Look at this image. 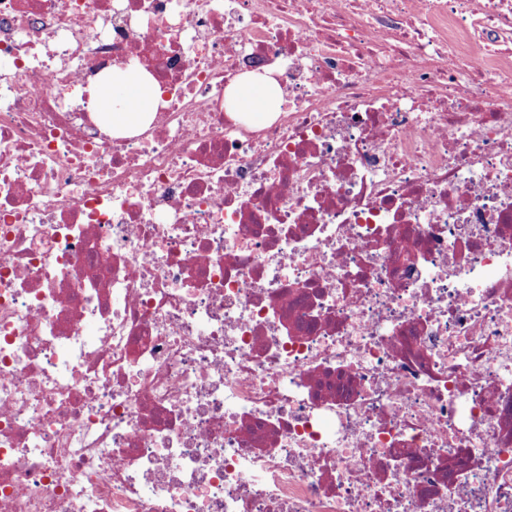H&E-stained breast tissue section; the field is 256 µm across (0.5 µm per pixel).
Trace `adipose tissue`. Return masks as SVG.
Returning a JSON list of instances; mask_svg holds the SVG:
<instances>
[{"instance_id":"adipose-tissue-1","label":"adipose tissue","mask_w":512,"mask_h":512,"mask_svg":"<svg viewBox=\"0 0 512 512\" xmlns=\"http://www.w3.org/2000/svg\"><path fill=\"white\" fill-rule=\"evenodd\" d=\"M95 102L99 109L109 113L112 126L118 130H131L150 121L157 86L143 70L113 72L111 83L95 82ZM237 111L251 113L255 122L268 119L269 105H281L282 92L273 81L253 74L244 75L227 90Z\"/></svg>"}]
</instances>
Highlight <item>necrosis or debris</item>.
Returning <instances> with one entry per match:
<instances>
[{
	"label": "necrosis or debris",
	"mask_w": 512,
	"mask_h": 512,
	"mask_svg": "<svg viewBox=\"0 0 512 512\" xmlns=\"http://www.w3.org/2000/svg\"><path fill=\"white\" fill-rule=\"evenodd\" d=\"M0 512H512V0H0ZM92 87L95 88L97 106L111 115L113 128L131 130L152 119L157 86L146 71H112V86L96 81ZM117 93H120L124 103L119 109L113 107V97ZM229 99L234 102L238 112H250L256 123L266 121L274 108L283 102L282 92L273 81L262 76L246 74L236 85L227 90ZM269 99L273 101V110L268 111Z\"/></svg>",
	"instance_id": "4bbe7bcc"
}]
</instances>
